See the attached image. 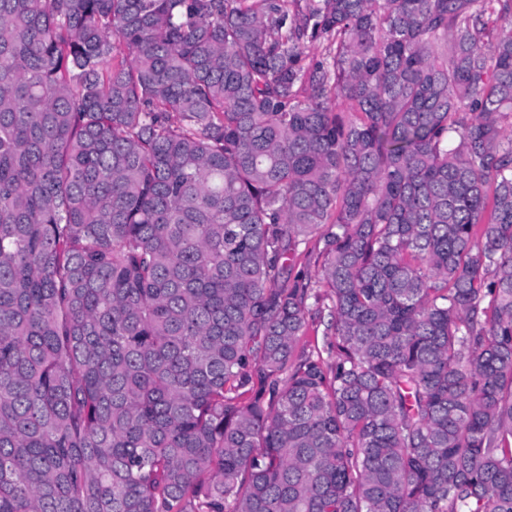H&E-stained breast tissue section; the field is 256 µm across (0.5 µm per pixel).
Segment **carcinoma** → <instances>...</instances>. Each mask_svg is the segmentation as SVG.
Instances as JSON below:
<instances>
[{
    "instance_id": "carcinoma-1",
    "label": "carcinoma",
    "mask_w": 512,
    "mask_h": 512,
    "mask_svg": "<svg viewBox=\"0 0 512 512\" xmlns=\"http://www.w3.org/2000/svg\"><path fill=\"white\" fill-rule=\"evenodd\" d=\"M0 512H512V0H0Z\"/></svg>"
}]
</instances>
